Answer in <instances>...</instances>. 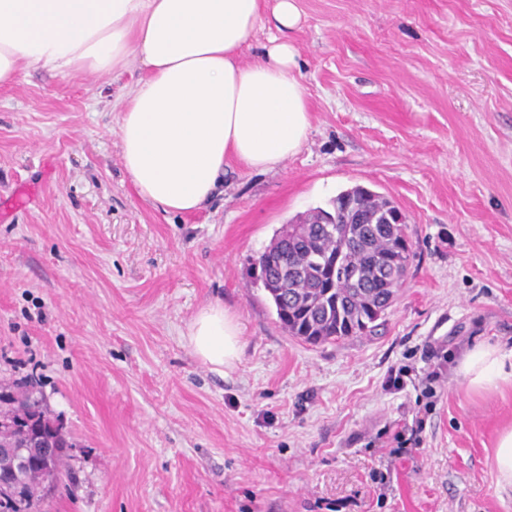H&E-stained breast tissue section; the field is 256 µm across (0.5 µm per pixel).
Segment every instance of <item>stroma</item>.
<instances>
[{"label":"stroma","mask_w":512,"mask_h":512,"mask_svg":"<svg viewBox=\"0 0 512 512\" xmlns=\"http://www.w3.org/2000/svg\"><path fill=\"white\" fill-rule=\"evenodd\" d=\"M311 129L279 169L232 165L205 208L142 200L112 104L146 75L0 87V382L64 424L69 477L39 512H512L494 464L512 386L457 373L512 347V0H298ZM362 186L406 217L404 288L375 334L291 336L254 262L275 232ZM221 303L243 328L227 373L182 338ZM447 358L434 399L391 370ZM415 430L414 457L380 437ZM457 371L475 390L512 382V348L490 343L477 344L463 355Z\"/></svg>","instance_id":"1"}]
</instances>
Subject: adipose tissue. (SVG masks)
Masks as SVG:
<instances>
[{"label": "adipose tissue", "mask_w": 512, "mask_h": 512, "mask_svg": "<svg viewBox=\"0 0 512 512\" xmlns=\"http://www.w3.org/2000/svg\"><path fill=\"white\" fill-rule=\"evenodd\" d=\"M264 0H0V86L31 67L68 77L148 71L121 98L123 166L138 196L163 211L203 208L231 163L275 170L301 150L311 114L289 32L297 0H274L278 30L261 60L240 55ZM242 326L221 303L189 322L185 340L216 371L233 369ZM458 373L475 390L512 382V348L480 343Z\"/></svg>", "instance_id": "obj_1"}]
</instances>
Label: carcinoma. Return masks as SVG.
Masks as SVG:
<instances>
[{"label":"carcinoma","instance_id":"obj_1","mask_svg":"<svg viewBox=\"0 0 512 512\" xmlns=\"http://www.w3.org/2000/svg\"><path fill=\"white\" fill-rule=\"evenodd\" d=\"M278 230L256 261L282 327L310 344L373 331L403 287L412 253L405 217L383 195L356 186ZM54 421L43 400L19 386L0 388V423ZM67 454L42 480L20 470L22 499L0 512H37L45 483L60 478Z\"/></svg>","mask_w":512,"mask_h":512}]
</instances>
